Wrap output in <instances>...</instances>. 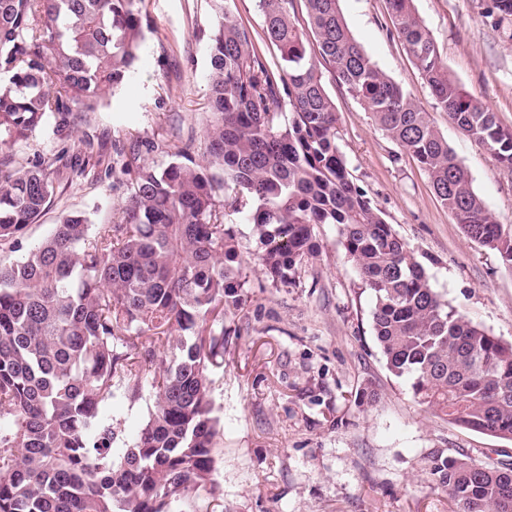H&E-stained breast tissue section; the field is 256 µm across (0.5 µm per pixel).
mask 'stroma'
Instances as JSON below:
<instances>
[{
    "mask_svg": "<svg viewBox=\"0 0 512 512\" xmlns=\"http://www.w3.org/2000/svg\"><path fill=\"white\" fill-rule=\"evenodd\" d=\"M449 76L512 128V22L494 0H413ZM152 31L134 73L95 112L51 120L13 157L26 163L60 150L80 171L61 170L57 192L23 245L59 216L81 210L108 224L125 186L110 170L131 142H202L212 0H141ZM355 39L426 111L467 169L474 190L512 230V176L434 107L431 91L394 29L386 0H340ZM322 80L339 113L338 146L355 183L427 269L442 299L512 342V271L469 240L437 200L427 173L375 124L330 70ZM235 230L247 279L244 302L224 319V364L212 374L221 434L213 478L193 496L197 512H451L426 469L432 452L512 460V441L461 428L414 399L393 376L373 336V299L348 262L337 225L317 230L319 251L294 284L272 283L256 261L251 225ZM153 402L115 399L119 441L137 435Z\"/></svg>",
    "mask_w": 512,
    "mask_h": 512,
    "instance_id": "1",
    "label": "stroma"
}]
</instances>
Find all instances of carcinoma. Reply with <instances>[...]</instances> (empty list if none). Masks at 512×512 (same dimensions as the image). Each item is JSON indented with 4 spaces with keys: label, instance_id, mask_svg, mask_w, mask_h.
Masks as SVG:
<instances>
[{
    "label": "carcinoma",
    "instance_id": "cac0c4a2",
    "mask_svg": "<svg viewBox=\"0 0 512 512\" xmlns=\"http://www.w3.org/2000/svg\"><path fill=\"white\" fill-rule=\"evenodd\" d=\"M141 0H0V150L28 143L48 119L92 112L130 75L150 28ZM209 110L201 159L155 142L171 160L116 152L134 174L96 231L85 213L15 261L0 257V512H171L209 481L219 436L210 374L224 357V315L241 303L231 216L252 225L257 261L293 282L315 229L340 243L374 297L372 329L388 370L414 397L465 429L512 441V343L466 320L431 287L416 254L353 181L336 141L333 77L428 174L471 241L512 271V233L498 224L426 112L353 37L339 0H258L273 69L232 9L212 0ZM413 0H387L397 35L435 105L512 175V130L453 81ZM315 45H310L309 40ZM66 152L25 164L0 156V249H22ZM154 400L136 438L114 446L103 408ZM429 475L453 512H512V463L431 456Z\"/></svg>",
    "mask_w": 512,
    "mask_h": 512
}]
</instances>
